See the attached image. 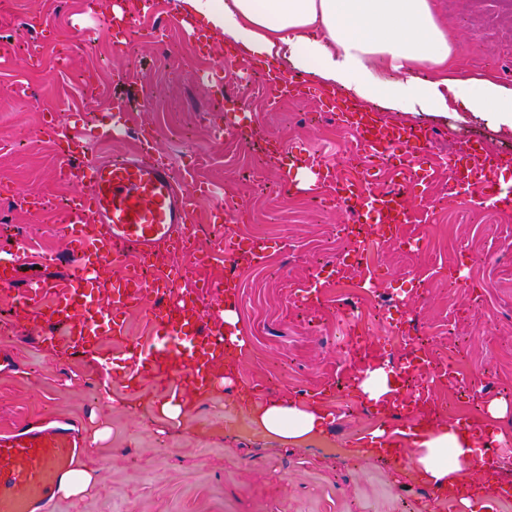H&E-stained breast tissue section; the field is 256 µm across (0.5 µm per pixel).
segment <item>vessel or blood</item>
Listing matches in <instances>:
<instances>
[{
  "mask_svg": "<svg viewBox=\"0 0 512 512\" xmlns=\"http://www.w3.org/2000/svg\"><path fill=\"white\" fill-rule=\"evenodd\" d=\"M263 79L282 98L306 93L302 82L283 78L272 69L264 71ZM336 110L354 127L359 150L370 153L383 145L404 148V167H411L430 142L428 130L383 127L376 112L362 105L343 103ZM46 132L62 147L60 179L88 182L90 190L73 194L61 208V232L77 237V246L68 255L64 283L35 281L22 293V302L53 292L54 301L42 311V322L50 327L69 325L72 342L88 347L103 334L120 333L116 311L146 294L162 296L164 304L152 310L155 336L144 358L167 375L192 368L195 383L206 384L214 359L213 337L203 333L196 303L180 289L184 273L157 268L151 258L159 246L177 251L194 241L197 203L208 196V187L178 180L170 161L155 154L145 134L136 135L133 152L88 163L84 156L91 134L75 135L51 122ZM302 165L316 177L312 196H320L331 185L352 213H366L376 225L402 224L411 218L404 194L395 188L373 191L340 179L334 169L309 158ZM498 165L496 154L465 145L461 160L454 163L458 194L477 192L493 204L511 202L512 187H502L496 179ZM128 245L137 248L140 266L121 278L101 280L100 268L123 266ZM24 260L20 251L0 255L1 285H14ZM84 445L82 437L65 428L25 427L0 433V512H45L61 476L72 468Z\"/></svg>",
  "mask_w": 512,
  "mask_h": 512,
  "instance_id": "vessel-or-blood-1",
  "label": "vessel or blood"
}]
</instances>
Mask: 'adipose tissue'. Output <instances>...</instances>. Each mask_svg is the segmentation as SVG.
I'll return each instance as SVG.
<instances>
[{
	"mask_svg": "<svg viewBox=\"0 0 512 512\" xmlns=\"http://www.w3.org/2000/svg\"><path fill=\"white\" fill-rule=\"evenodd\" d=\"M211 38L252 63L313 77L321 86L385 110L452 115L512 133V86L484 73L459 75L454 41L432 0H180ZM253 428L278 442L322 440L320 401L240 402ZM409 468L442 490L467 480L484 434L439 420L410 438Z\"/></svg>",
	"mask_w": 512,
	"mask_h": 512,
	"instance_id": "1",
	"label": "adipose tissue"
}]
</instances>
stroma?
Wrapping results in <instances>:
<instances>
[{"instance_id":"stroma-1","label":"stroma","mask_w":512,"mask_h":512,"mask_svg":"<svg viewBox=\"0 0 512 512\" xmlns=\"http://www.w3.org/2000/svg\"><path fill=\"white\" fill-rule=\"evenodd\" d=\"M118 0H0V251L27 255L15 286L0 287V433L27 424L76 422L84 438L108 437L85 450L81 464L97 483L85 494L53 498L47 512H462L409 474L407 457L356 455L358 438L380 427H407L417 409L469 423L493 399L512 403V206L480 196L450 202L452 176L443 165L459 136L512 158V134L478 121L429 117L433 138L421 165L414 225L417 250L368 234V264L352 281L363 320L350 325L343 295L327 287L346 246L339 229L352 214L322 208L307 193L286 191L288 154L353 173L344 154L350 133L336 129L324 101L308 96L268 107L269 91L249 82L254 68L215 40L197 41V23L178 0H127L138 33L120 44L107 27ZM463 73L486 72L512 85V6L507 0H436ZM121 105L126 131L98 140L94 157L134 147L129 130L152 131L156 149L181 179L213 191L198 211L197 252H157L160 268L188 267L184 287L196 291L206 324H223L225 281L248 344L230 384L198 403L179 426L149 403L184 390L140 357L154 330L152 299L124 309L122 336L102 337L86 351L44 344L35 311L15 300L34 278L59 281L73 246L58 232L59 206L74 187L56 175V146L46 121L80 134L111 125ZM235 113L247 144L216 141ZM286 156L267 155V139ZM41 199L40 211L29 209ZM223 205L231 221L217 217ZM260 235V266L225 262L226 238ZM421 337L433 368L412 388H399L387 417L356 393L362 372L397 370L407 356L399 337ZM256 401L320 399L331 417L326 440L283 445L254 433L228 404L238 388ZM423 397L416 407L414 397Z\"/></svg>"}]
</instances>
